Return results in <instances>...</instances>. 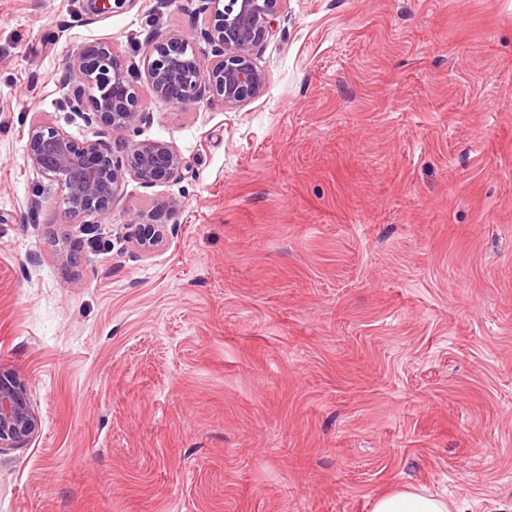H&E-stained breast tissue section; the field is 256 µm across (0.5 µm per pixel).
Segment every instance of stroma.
<instances>
[{"mask_svg": "<svg viewBox=\"0 0 512 512\" xmlns=\"http://www.w3.org/2000/svg\"><path fill=\"white\" fill-rule=\"evenodd\" d=\"M153 5L0 0V367L41 417L0 512H371L404 485L512 512V0H285L244 107L138 80L148 119L101 140L182 169L76 223L30 122L90 136L78 45L210 57L193 0ZM161 207L140 256L125 226Z\"/></svg>", "mask_w": 512, "mask_h": 512, "instance_id": "1", "label": "stroma"}]
</instances>
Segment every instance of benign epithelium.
Listing matches in <instances>:
<instances>
[{
	"label": "benign epithelium",
	"instance_id": "obj_1",
	"mask_svg": "<svg viewBox=\"0 0 512 512\" xmlns=\"http://www.w3.org/2000/svg\"><path fill=\"white\" fill-rule=\"evenodd\" d=\"M208 18L201 32L211 45L202 60L189 36L177 32L151 43L145 73L150 92L174 106L211 97L226 109H238L263 91L267 75L253 55L272 34L284 0H197ZM138 68L108 43L79 46L71 55L64 85L71 109L100 134L123 131L147 118L136 87ZM30 167L57 185L68 216L95 224L110 215L126 177L150 186L173 179L182 167L175 147L163 140L126 143L111 152L99 139L78 141L67 132L33 119L25 145ZM130 243L152 253L168 237L167 225L152 224L139 214L128 224ZM40 430L30 394L12 372L0 368V452L28 447Z\"/></svg>",
	"mask_w": 512,
	"mask_h": 512
}]
</instances>
